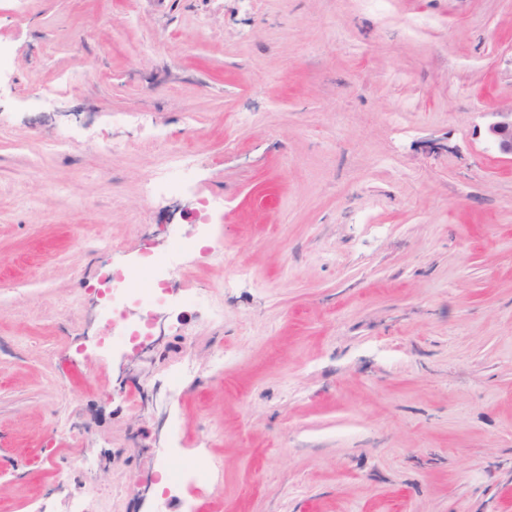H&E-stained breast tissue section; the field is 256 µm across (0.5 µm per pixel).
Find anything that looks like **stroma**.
Returning <instances> with one entry per match:
<instances>
[{
	"mask_svg": "<svg viewBox=\"0 0 512 512\" xmlns=\"http://www.w3.org/2000/svg\"><path fill=\"white\" fill-rule=\"evenodd\" d=\"M0 39V512H182L204 422L198 512H512V0H0ZM484 128L485 141L504 159L512 161V106L490 113ZM159 268L147 265H134L128 271V288H123L127 293L140 292L141 298L145 302H150L152 299L151 292L146 288H138L143 286L146 282L156 278ZM222 472L220 461L208 452H199L186 457L182 464L170 470L169 479L175 486H184L191 491L199 490Z\"/></svg>",
	"mask_w": 512,
	"mask_h": 512,
	"instance_id": "35a3bbf8",
	"label": "stroma"
}]
</instances>
